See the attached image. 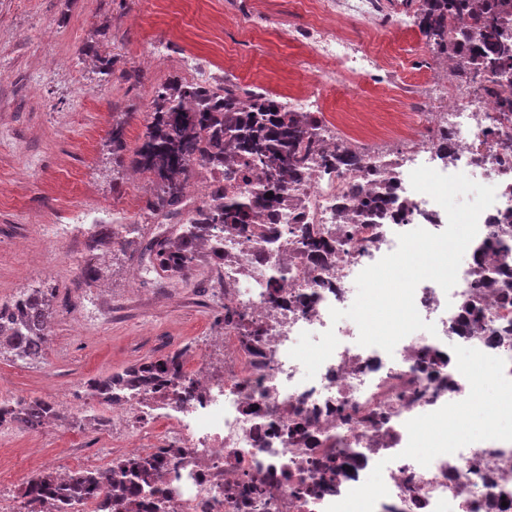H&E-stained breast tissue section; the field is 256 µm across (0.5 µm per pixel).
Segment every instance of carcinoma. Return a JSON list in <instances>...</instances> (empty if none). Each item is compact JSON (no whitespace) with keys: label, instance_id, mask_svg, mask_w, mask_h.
Instances as JSON below:
<instances>
[{"label":"carcinoma","instance_id":"carcinoma-1","mask_svg":"<svg viewBox=\"0 0 512 512\" xmlns=\"http://www.w3.org/2000/svg\"><path fill=\"white\" fill-rule=\"evenodd\" d=\"M417 26L438 56H461L465 66L456 78L473 85L480 96L498 97V79L512 73V0H416ZM153 117L138 149L128 157V165L153 179V196L147 208L154 214L180 216L185 206V182L197 167L224 163V151H236L249 165L265 171V180L252 198H226L224 187L211 192V201L196 216L212 225L215 242L202 253L192 231L193 217L172 237H165L154 251L155 268L183 274L202 259L214 257L224 247V230L236 227L243 232L252 224L256 208L273 211L281 204L285 183L297 181L303 168L320 152L313 133L316 120L302 112L286 110L276 100L255 94L236 84L214 88L203 82L173 79L152 91ZM112 154L125 150L123 123L112 124ZM328 168L356 172L362 156L349 144L336 142L335 151L324 159ZM349 207L357 224V236L366 224H376L391 210L392 198L386 190L369 193L354 185L347 193ZM298 248L311 259L322 262L335 245L318 231L308 227L297 235ZM512 252V239L504 229L496 230L476 250V262L484 272L501 275L503 299H512V270L490 264V257L505 259ZM53 289L30 288L19 292L11 303L0 308V354L7 351L22 361L43 357L46 325L51 315L49 297ZM223 321L241 332L250 343L259 335L252 320L241 312L229 310ZM181 353L149 359L126 370L92 382L95 393L103 396L114 386H129L165 376L174 369ZM54 401L49 398H16L0 402V424L19 422L30 428L53 415ZM159 467L157 455H131L112 462L107 476L95 470L69 475V482L51 473L30 480L24 497L30 512L50 499L55 512H77L72 493L92 494L108 489L112 512H139V500L154 482Z\"/></svg>","mask_w":512,"mask_h":512}]
</instances>
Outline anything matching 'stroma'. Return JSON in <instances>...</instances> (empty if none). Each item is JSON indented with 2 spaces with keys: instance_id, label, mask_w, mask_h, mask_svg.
Returning <instances> with one entry per match:
<instances>
[{
  "instance_id": "1",
  "label": "stroma",
  "mask_w": 512,
  "mask_h": 512,
  "mask_svg": "<svg viewBox=\"0 0 512 512\" xmlns=\"http://www.w3.org/2000/svg\"><path fill=\"white\" fill-rule=\"evenodd\" d=\"M308 0H260L279 27L239 28L224 0H0V302L20 289L55 291L48 352L26 364L0 357V400L59 399L77 414L58 426L0 428V454L8 462L0 480L12 483L0 512H15L27 480L66 467L77 452L109 462L122 457L126 438L99 435L91 424L86 383L157 356V342L196 353L221 349L224 292L208 278L171 277L151 264L156 241L172 221L146 208V181L118 167L108 145L113 122H123L127 149L138 147L151 121L154 87L183 76L185 55L223 65L232 61L247 81L273 72L271 92L302 78V53L285 24L310 20ZM114 61L101 80L90 44ZM138 70V81L125 74ZM347 132L387 128L385 103H369L347 81L320 89ZM127 211L135 230L131 247L100 253L88 240L53 236L93 205ZM100 267L87 281L86 264Z\"/></svg>"
}]
</instances>
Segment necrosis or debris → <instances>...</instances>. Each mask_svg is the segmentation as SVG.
<instances>
[{
    "label": "necrosis or debris",
    "mask_w": 512,
    "mask_h": 512,
    "mask_svg": "<svg viewBox=\"0 0 512 512\" xmlns=\"http://www.w3.org/2000/svg\"><path fill=\"white\" fill-rule=\"evenodd\" d=\"M384 0H311L313 20L290 26L289 42L306 60L308 78L369 82L374 98L411 103L429 112L426 131H409L391 153L364 136L355 146L379 179L390 180L395 215L374 225L366 245H349L326 265L288 248L283 233L304 224L336 236L346 213L340 197L350 179L312 163L287 191L300 209L281 206L261 215L248 234L224 236V304L251 313L263 336L259 349L244 345L237 330L224 328V373L202 377L183 371L168 389L123 387L105 401L100 429L119 434L130 421L164 419V445L180 449L165 463L146 498L160 512H512V431L492 424L464 447L437 456L413 448L411 434L425 421L469 400L477 363L490 376L512 380V336L491 331L512 323L494 288L478 285L476 248L468 246L451 291L420 283L415 305L435 333L414 332L393 353L357 342L355 323L332 322L330 308L352 305L355 279L367 266L396 250L398 234L416 228L432 233L447 225L444 209L412 189L409 175L425 165L443 174L462 173L495 186V202L478 222V238L497 224L512 223V115L493 98L474 97L455 80L442 88L434 107L421 76L405 78L370 41L351 35L343 21L358 23L372 38L402 29L404 17L382 11ZM451 133L439 151L436 133ZM238 158L202 168L185 191L188 210L207 199V188L255 194L258 175L226 180L241 169ZM481 291L480 327L460 328L465 298ZM333 330L339 344L313 379L292 359L301 332ZM345 452L350 469L316 493L314 461ZM257 475L263 494L253 497L244 479Z\"/></svg>",
    "instance_id": "obj_1"
}]
</instances>
